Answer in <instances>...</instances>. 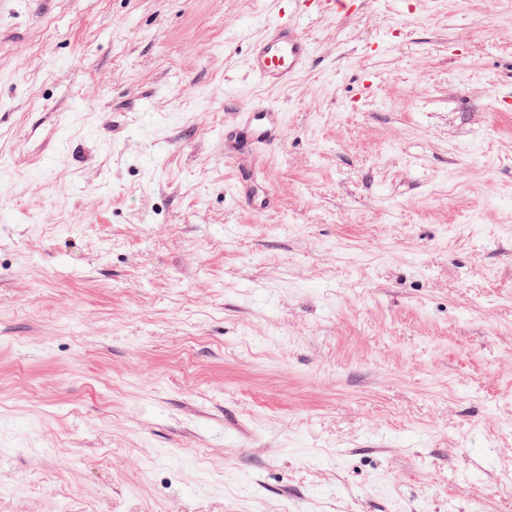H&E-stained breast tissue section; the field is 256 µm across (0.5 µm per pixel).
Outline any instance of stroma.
Returning <instances> with one entry per match:
<instances>
[{
  "mask_svg": "<svg viewBox=\"0 0 512 512\" xmlns=\"http://www.w3.org/2000/svg\"><path fill=\"white\" fill-rule=\"evenodd\" d=\"M276 14L0 0V512H512V0ZM283 10L266 34L253 42L248 52V67L255 80L267 88H284L307 65L313 54L312 42L292 15L300 13L306 0H285ZM236 122L249 131L252 148L262 152L278 143L283 115L278 106L269 103L238 112Z\"/></svg>",
  "mask_w": 512,
  "mask_h": 512,
  "instance_id": "35a3bbf8",
  "label": "stroma"
}]
</instances>
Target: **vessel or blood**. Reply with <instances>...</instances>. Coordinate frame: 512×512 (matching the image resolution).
I'll return each mask as SVG.
<instances>
[{
  "mask_svg": "<svg viewBox=\"0 0 512 512\" xmlns=\"http://www.w3.org/2000/svg\"><path fill=\"white\" fill-rule=\"evenodd\" d=\"M287 2V10L268 26L261 39L251 44L248 52L251 73L267 88L287 87L313 54L311 41L294 19L304 0ZM236 121L249 131L253 149L262 152L277 144L283 115L278 106L269 103L238 112Z\"/></svg>",
  "mask_w": 512,
  "mask_h": 512,
  "instance_id": "vessel-or-blood-1",
  "label": "vessel or blood"
}]
</instances>
